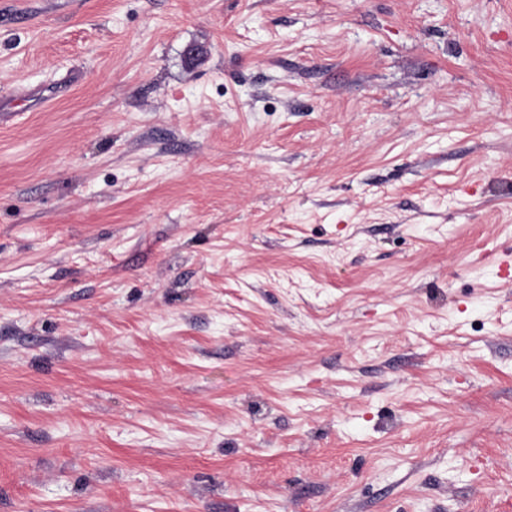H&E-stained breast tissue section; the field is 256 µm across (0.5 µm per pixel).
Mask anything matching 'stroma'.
<instances>
[{
    "label": "stroma",
    "instance_id": "stroma-1",
    "mask_svg": "<svg viewBox=\"0 0 512 512\" xmlns=\"http://www.w3.org/2000/svg\"><path fill=\"white\" fill-rule=\"evenodd\" d=\"M1 113L0 512H512V0H0Z\"/></svg>",
    "mask_w": 512,
    "mask_h": 512
}]
</instances>
